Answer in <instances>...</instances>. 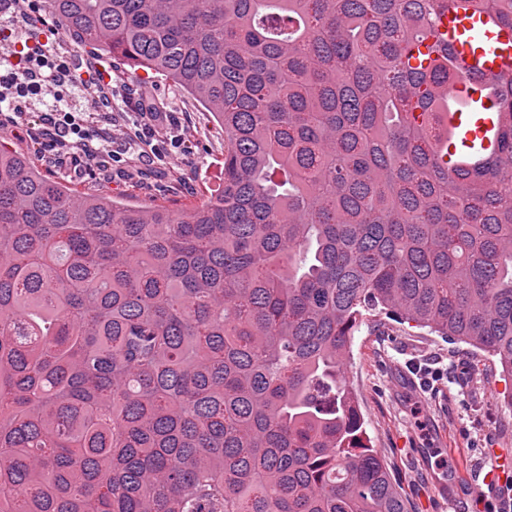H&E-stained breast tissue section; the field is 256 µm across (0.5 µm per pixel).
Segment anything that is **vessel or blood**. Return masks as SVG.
<instances>
[{"mask_svg":"<svg viewBox=\"0 0 512 512\" xmlns=\"http://www.w3.org/2000/svg\"><path fill=\"white\" fill-rule=\"evenodd\" d=\"M446 42L454 54L457 77L443 91L447 110L444 132L454 167L463 168L486 152L497 151L502 121L495 110L493 76L512 73V28L497 25L467 0L449 9L431 30L410 46L412 63L430 68L431 48ZM484 482L502 487L512 482V452L487 449Z\"/></svg>","mask_w":512,"mask_h":512,"instance_id":"1","label":"vessel or blood"}]
</instances>
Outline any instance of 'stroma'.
<instances>
[{
  "label": "stroma",
  "instance_id": "35a3bbf8",
  "mask_svg": "<svg viewBox=\"0 0 512 512\" xmlns=\"http://www.w3.org/2000/svg\"><path fill=\"white\" fill-rule=\"evenodd\" d=\"M50 53L65 54L78 72L106 66L112 76L114 104L108 171H89L44 156L26 131L32 114L0 126V140L28 152L49 176L78 192L104 191L136 204L171 206L200 202L224 177V136L210 113L164 79L146 75L119 58L87 54L64 33L51 36ZM149 92L158 111L171 122L157 125L155 138L167 142L164 159L140 172L129 160L142 148L134 135L132 92ZM181 147H172V140ZM435 371L427 379V371ZM344 378L361 402L367 434L386 461L407 512H489L477 493L483 450L512 448V381L499 365L466 344H451L420 328L386 316L373 317L356 332ZM447 458L448 469L438 468ZM463 475L450 493H441L449 469Z\"/></svg>",
  "mask_w": 512,
  "mask_h": 512
}]
</instances>
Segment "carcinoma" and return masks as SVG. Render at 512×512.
Wrapping results in <instances>:
<instances>
[{
	"mask_svg": "<svg viewBox=\"0 0 512 512\" xmlns=\"http://www.w3.org/2000/svg\"><path fill=\"white\" fill-rule=\"evenodd\" d=\"M512 27V0H474ZM452 0H46L224 133L198 205L81 194L0 143V512H406L343 377L388 314L512 376V76L493 157L433 141Z\"/></svg>",
	"mask_w": 512,
	"mask_h": 512,
	"instance_id": "cac0c4a2",
	"label": "carcinoma"
}]
</instances>
